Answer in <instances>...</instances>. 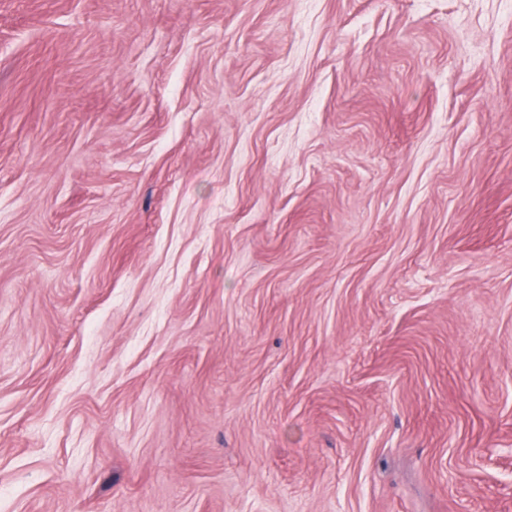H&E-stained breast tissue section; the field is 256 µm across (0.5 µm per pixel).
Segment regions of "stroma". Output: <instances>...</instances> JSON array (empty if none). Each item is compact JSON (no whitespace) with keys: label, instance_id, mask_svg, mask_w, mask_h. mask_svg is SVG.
Listing matches in <instances>:
<instances>
[{"label":"stroma","instance_id":"stroma-1","mask_svg":"<svg viewBox=\"0 0 512 512\" xmlns=\"http://www.w3.org/2000/svg\"><path fill=\"white\" fill-rule=\"evenodd\" d=\"M0 512H512V0H0Z\"/></svg>","mask_w":512,"mask_h":512}]
</instances>
